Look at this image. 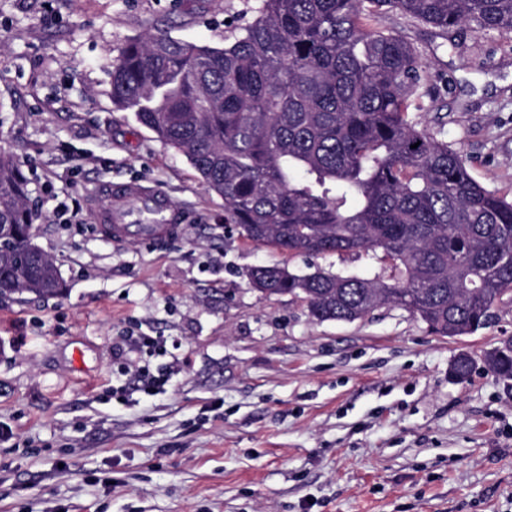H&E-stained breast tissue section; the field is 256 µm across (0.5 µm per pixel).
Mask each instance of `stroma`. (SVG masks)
I'll list each match as a JSON object with an SVG mask.
<instances>
[{"label":"stroma","instance_id":"35a3bbf8","mask_svg":"<svg viewBox=\"0 0 512 512\" xmlns=\"http://www.w3.org/2000/svg\"><path fill=\"white\" fill-rule=\"evenodd\" d=\"M255 2L0 0V149L66 284L0 301V512H512V387L481 360L512 337V303L454 338L395 307L317 321L249 284L307 258L243 237L186 157L114 108L119 47L220 45ZM380 24L425 64L420 128L512 196V33ZM130 180L168 194L178 234L101 236L93 189ZM62 200L78 222H58ZM462 352L476 364L458 382ZM145 363L164 388L135 381Z\"/></svg>","mask_w":512,"mask_h":512}]
</instances>
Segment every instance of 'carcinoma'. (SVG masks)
Instances as JSON below:
<instances>
[{
	"label": "carcinoma",
	"instance_id": "carcinoma-1",
	"mask_svg": "<svg viewBox=\"0 0 512 512\" xmlns=\"http://www.w3.org/2000/svg\"><path fill=\"white\" fill-rule=\"evenodd\" d=\"M385 11L448 33L512 32V0H260L212 46L149 34L118 49L112 103L182 152L248 240L290 254L381 253L389 278L263 265V294L304 299L318 321L407 311L440 336L474 334L512 294V199L478 183L461 152L412 115L424 62ZM418 147H413V144ZM28 181L0 151V296L65 293L45 257L29 270ZM512 381V339L483 356ZM474 368L458 355L452 375Z\"/></svg>",
	"mask_w": 512,
	"mask_h": 512
}]
</instances>
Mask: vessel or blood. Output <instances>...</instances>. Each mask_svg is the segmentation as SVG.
<instances>
[{"instance_id":"b4317fda","label":"vessel or blood","mask_w":512,"mask_h":512,"mask_svg":"<svg viewBox=\"0 0 512 512\" xmlns=\"http://www.w3.org/2000/svg\"><path fill=\"white\" fill-rule=\"evenodd\" d=\"M94 209L111 240L127 235L158 243L176 233L183 222L168 195L156 186L140 181L108 183L96 194Z\"/></svg>"}]
</instances>
